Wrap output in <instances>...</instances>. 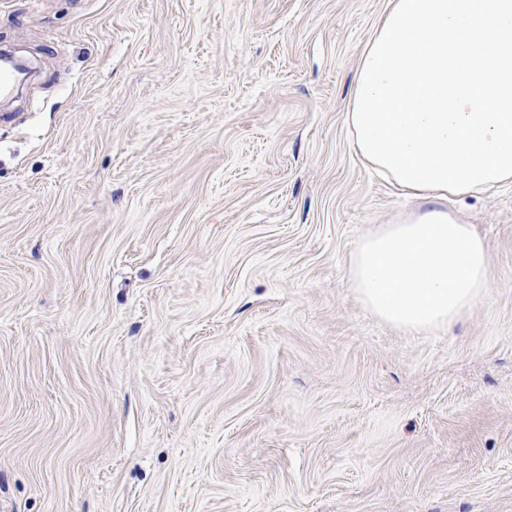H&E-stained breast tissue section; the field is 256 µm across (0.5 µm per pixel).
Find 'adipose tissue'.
I'll return each mask as SVG.
<instances>
[{
  "mask_svg": "<svg viewBox=\"0 0 512 512\" xmlns=\"http://www.w3.org/2000/svg\"><path fill=\"white\" fill-rule=\"evenodd\" d=\"M364 165L427 202L362 240L350 279L409 331L448 327L487 292V246L448 210L512 181V0H389L345 113Z\"/></svg>",
  "mask_w": 512,
  "mask_h": 512,
  "instance_id": "ef3b65f1",
  "label": "adipose tissue"
}]
</instances>
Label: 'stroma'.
I'll use <instances>...</instances> for the list:
<instances>
[{"label": "stroma", "mask_w": 512, "mask_h": 512, "mask_svg": "<svg viewBox=\"0 0 512 512\" xmlns=\"http://www.w3.org/2000/svg\"><path fill=\"white\" fill-rule=\"evenodd\" d=\"M387 0H0V512H512V183L486 295L374 317L414 213L344 124Z\"/></svg>", "instance_id": "stroma-1"}]
</instances>
